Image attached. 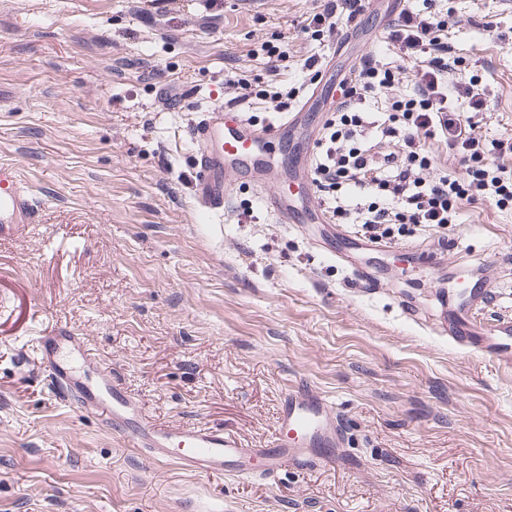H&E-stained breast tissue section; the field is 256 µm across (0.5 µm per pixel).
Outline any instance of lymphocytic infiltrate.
Returning <instances> with one entry per match:
<instances>
[{
  "label": "lymphocytic infiltrate",
  "instance_id": "1",
  "mask_svg": "<svg viewBox=\"0 0 512 512\" xmlns=\"http://www.w3.org/2000/svg\"><path fill=\"white\" fill-rule=\"evenodd\" d=\"M365 0H320L307 29L344 38L359 29ZM451 13L403 7L386 25V41L412 59L411 70L390 66L374 55L361 57L339 83L340 97L316 141L311 177L330 223L354 224L369 240L391 239L408 227H445L459 221L461 202L491 201L512 209V178L501 165L512 157V138L477 136L473 115L488 99L476 77H463L465 62L451 56L446 32ZM407 84L398 93L399 84ZM228 102L257 97L275 111H290L298 88L256 89L230 78ZM382 99V119L368 107ZM459 155L464 177L434 175L428 140Z\"/></svg>",
  "mask_w": 512,
  "mask_h": 512
}]
</instances>
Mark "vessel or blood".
<instances>
[{
  "instance_id": "vessel-or-blood-1",
  "label": "vessel or blood",
  "mask_w": 512,
  "mask_h": 512,
  "mask_svg": "<svg viewBox=\"0 0 512 512\" xmlns=\"http://www.w3.org/2000/svg\"><path fill=\"white\" fill-rule=\"evenodd\" d=\"M313 120L306 104L260 124L226 106L208 108L204 119L188 129L197 146L194 195L198 207L209 213L223 212L235 179L250 167L274 163L289 181L309 180L305 152L294 132ZM257 198L276 223L311 224L317 218L314 212L289 205L280 187L259 191ZM34 217L31 190L15 165L1 162L0 239L16 225L33 223ZM496 297L495 289L464 280L448 299L443 330L455 345L512 369V317L487 320L480 316ZM31 344L59 398L102 419L153 462L173 463L197 476L223 473L249 479L275 476L293 467L333 465L347 453L349 433L340 413L323 393L305 384L282 390L274 432L259 447L247 448L218 428L155 421L136 397L113 380L110 368L96 366L88 348L66 324L39 326Z\"/></svg>"
}]
</instances>
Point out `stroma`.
Listing matches in <instances>:
<instances>
[{
	"label": "stroma",
	"instance_id": "35a3bbf8",
	"mask_svg": "<svg viewBox=\"0 0 512 512\" xmlns=\"http://www.w3.org/2000/svg\"><path fill=\"white\" fill-rule=\"evenodd\" d=\"M317 6L0 0V162L39 202L0 241V512H512V372L430 323L467 264L512 315V210L462 202L459 225L349 265L326 245L356 226L275 223L261 175L222 216L194 201L183 132L223 103L225 78L297 87L311 55L339 79L384 51L373 10L345 45L305 34ZM436 6L453 9L451 51L487 86L476 132L512 137V8ZM273 38L288 55L276 71L259 50ZM412 247L436 268L409 262ZM39 306L154 418L218 425L249 448L273 431L283 385L306 379L344 417L348 464L242 481L147 460L53 396L29 343Z\"/></svg>",
	"mask_w": 512,
	"mask_h": 512
}]
</instances>
